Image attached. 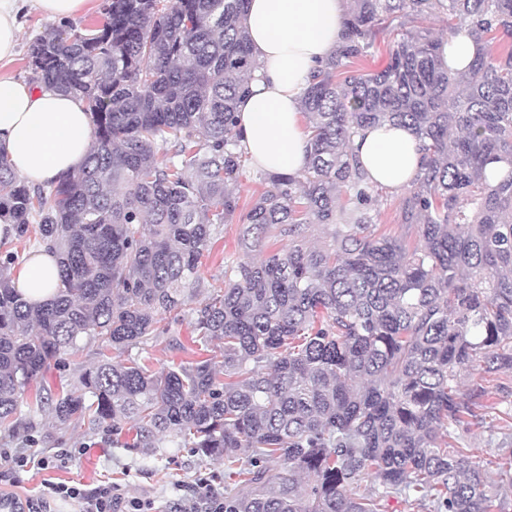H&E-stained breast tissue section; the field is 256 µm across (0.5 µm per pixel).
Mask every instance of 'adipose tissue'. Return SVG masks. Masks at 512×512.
Listing matches in <instances>:
<instances>
[{
	"label": "adipose tissue",
	"mask_w": 512,
	"mask_h": 512,
	"mask_svg": "<svg viewBox=\"0 0 512 512\" xmlns=\"http://www.w3.org/2000/svg\"><path fill=\"white\" fill-rule=\"evenodd\" d=\"M347 2L249 0L247 28L257 67L238 103V128L255 169L292 175L303 168L308 136L300 98L312 68L337 48ZM92 139L80 100L0 77V155L29 183L47 184L78 170ZM351 149L368 181L391 189L409 187L423 163L419 141L404 125L365 128ZM12 275L26 299L48 301L58 284L54 250L30 251Z\"/></svg>",
	"instance_id": "ef3b65f1"
}]
</instances>
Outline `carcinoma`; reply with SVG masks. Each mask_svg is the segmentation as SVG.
<instances>
[{"mask_svg":"<svg viewBox=\"0 0 512 512\" xmlns=\"http://www.w3.org/2000/svg\"><path fill=\"white\" fill-rule=\"evenodd\" d=\"M248 0H106L92 29L33 42L34 80L83 102L84 165L32 188L0 155V219L54 248L59 283L26 301L0 253V426L23 402L59 423L134 431L224 459V512H504L512 448L491 482L464 435L512 397V0H350L340 44L301 99L306 163L262 173L243 209L237 103L255 68ZM445 15L476 56L445 67L440 42L403 19ZM404 27L385 69L371 55ZM407 124L427 156L399 203L410 244L380 230L379 200L349 153L371 124ZM507 164L493 177L487 166ZM240 224L237 255L195 311L203 358L155 371L125 350L172 334L201 285L212 227ZM329 230L306 244L313 225ZM288 249L253 260L273 233ZM82 338L99 346L80 393L30 395ZM314 477L305 483L302 476ZM396 34L397 31L393 30L392 27L379 32L375 39L372 55L362 62L359 68L368 72L379 71L385 68L389 62L390 51L394 42L399 38V35Z\"/></svg>","mask_w":512,"mask_h":512,"instance_id":"cac0c4a2","label":"carcinoma"}]
</instances>
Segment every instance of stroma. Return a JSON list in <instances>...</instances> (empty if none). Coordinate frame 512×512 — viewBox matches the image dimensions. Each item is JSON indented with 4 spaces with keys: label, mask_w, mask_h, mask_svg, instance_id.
Returning <instances> with one entry per match:
<instances>
[{
    "label": "stroma",
    "mask_w": 512,
    "mask_h": 512,
    "mask_svg": "<svg viewBox=\"0 0 512 512\" xmlns=\"http://www.w3.org/2000/svg\"><path fill=\"white\" fill-rule=\"evenodd\" d=\"M19 22L21 40L17 54L12 63L0 68V75L28 81L32 78L27 67L29 46L47 27L54 25L55 20L25 6L20 11ZM238 237L237 223L231 222L218 229L202 258L200 273L204 285L187 290V301L178 313L174 335L159 337L144 350L155 370L192 360L195 338L192 314L207 302L208 282L223 278L224 257L237 252ZM96 361V343L81 341L79 352L71 357L69 364L50 366L38 378L37 385L54 394L79 391L81 374ZM19 417L23 421L19 429L0 428V448H23L49 459L54 458L57 451L66 449L72 451L73 457L54 468L7 472L5 481H0V493H15L25 498L34 496L46 480L92 487L112 482L121 485L127 497L151 498L171 507L191 497V488L199 475L224 471V461L220 458L202 457L186 448H133L129 445L130 433L115 435L102 429L92 431L76 421L61 424L51 415L30 411L25 405L21 406ZM507 432L501 413L490 409L485 413L484 425L472 429L466 437L472 461L486 468L488 474L496 472L491 463L496 452L494 442Z\"/></svg>",
    "instance_id": "obj_1"
}]
</instances>
